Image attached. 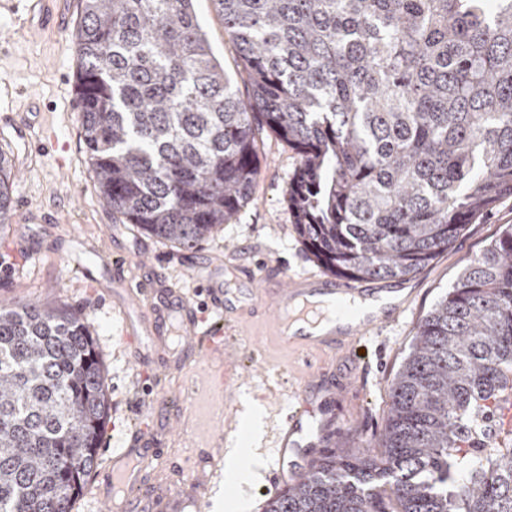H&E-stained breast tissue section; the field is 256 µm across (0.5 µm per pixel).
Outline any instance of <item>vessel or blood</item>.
<instances>
[{"label": "vessel or blood", "mask_w": 512, "mask_h": 512, "mask_svg": "<svg viewBox=\"0 0 512 512\" xmlns=\"http://www.w3.org/2000/svg\"><path fill=\"white\" fill-rule=\"evenodd\" d=\"M0 124L14 129L16 136L31 141L33 125L26 114L1 113ZM106 268L110 280L123 287L124 304L120 315L124 324L123 345L128 358L142 371H152L155 381L171 372L197 363L201 357L198 341L202 335H221L222 321L205 324L203 309L223 312L230 303L224 282L210 269L194 267L203 279V302L188 298L178 281L169 278L165 267L150 265L148 276L134 279L129 275L126 258L109 259ZM248 281L262 280L274 285V293L256 306L257 313L268 322L279 342L309 356L315 352L330 354L349 352L353 344L369 333L394 322L401 305H389L362 318L354 317L351 305L355 298L373 296L374 290L362 283L328 278L316 281L307 276L289 277L280 268L266 266L262 276L248 267L241 268ZM326 294L332 302L326 309L316 308L311 296ZM340 319V326L322 328L326 319ZM178 325L177 348H169L167 335L171 325ZM311 406L301 399L283 419L278 440L279 466L270 478L268 492L278 495L284 486L302 475V454L313 451L316 431L310 422ZM167 452L165 433H147L136 427L127 436L125 448L113 452L109 462L96 471L101 499L107 512H204L205 488L219 463L212 446L198 449L193 457L194 476L187 481L161 478L152 468L153 459Z\"/></svg>", "instance_id": "1"}]
</instances>
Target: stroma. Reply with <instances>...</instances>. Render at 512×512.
Masks as SVG:
<instances>
[{
    "label": "stroma",
    "instance_id": "obj_1",
    "mask_svg": "<svg viewBox=\"0 0 512 512\" xmlns=\"http://www.w3.org/2000/svg\"><path fill=\"white\" fill-rule=\"evenodd\" d=\"M18 0H0V109H16L32 101L38 119L50 127L52 137L43 153L30 154L19 164L12 188L13 223L5 236L18 239L29 250L25 262L0 252V302L44 304L77 311L88 324L98 345L109 385V412L99 450L107 459L121 447L123 437L137 419V408L152 407L163 419L192 399L195 414L186 420L193 436L172 437V455L188 458L214 423L224 425L222 448H235L243 464L260 456L259 477L235 485L216 478L207 497L223 494L226 507L239 499L251 512H263L268 499L265 474L276 462L274 434L280 416L287 413L304 388L303 356L281 346L265 322L252 318L250 308L261 299L260 288L250 287L238 268L248 262H268L290 275L327 276L307 251L288 211V183L298 166L295 149L271 132L258 143L259 174L252 197L240 215L225 224L215 237L196 248L175 252L170 243L141 234L120 223L99 195L84 153L77 99V55L74 26L60 33L23 29L15 6ZM213 54L229 72L242 69L234 44L224 31V21L214 0H193ZM54 215L50 224H33L32 212ZM512 224V198L467 225L452 246L440 253L419 274L397 282L409 305L400 318L377 334L364 337L358 356L327 358L313 355L315 363H329L342 391L335 399L318 392L313 405L319 420L330 425L329 447L347 453L365 442H376L388 412V388L412 343L419 321L452 288L467 259L482 250L499 230ZM66 251L70 266H61L57 251ZM121 253L135 276L145 273L144 262L169 259L170 275L193 289L192 267L198 263L218 266L225 287L237 290L239 300L224 315V357L202 359L192 368L169 375L161 397H153L150 378L128 363L121 341V318L112 301L88 285L84 274L101 275L108 254ZM263 409L260 440H252L241 426L246 402Z\"/></svg>",
    "mask_w": 512,
    "mask_h": 512
}]
</instances>
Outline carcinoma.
Instances as JSON below:
<instances>
[{"mask_svg":"<svg viewBox=\"0 0 512 512\" xmlns=\"http://www.w3.org/2000/svg\"><path fill=\"white\" fill-rule=\"evenodd\" d=\"M91 178L121 223L193 249L247 204L257 136L300 162L288 209L350 280L405 279L512 197V0H217L251 93L192 0H79ZM15 173L0 151V227ZM512 224L418 325L377 447L329 448L265 512H512V435L477 461L512 383ZM108 383L80 315L0 306V512H73ZM507 401H500L497 409H492L493 413H488L482 418L478 426V434L472 440L473 444L479 448H470V453L479 457L485 454L490 447H494L500 442V432L502 429L512 427V391L507 394Z\"/></svg>","mask_w":512,"mask_h":512,"instance_id":"1","label":"carcinoma"}]
</instances>
